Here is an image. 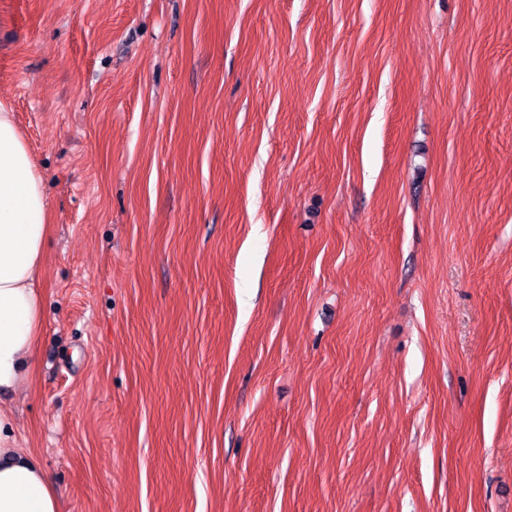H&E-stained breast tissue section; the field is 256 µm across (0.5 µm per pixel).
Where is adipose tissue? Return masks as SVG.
<instances>
[{"instance_id": "adipose-tissue-1", "label": "adipose tissue", "mask_w": 512, "mask_h": 512, "mask_svg": "<svg viewBox=\"0 0 512 512\" xmlns=\"http://www.w3.org/2000/svg\"><path fill=\"white\" fill-rule=\"evenodd\" d=\"M49 233L41 171L13 112L0 105V391L16 388L42 330ZM0 512H59L57 494L0 409Z\"/></svg>"}]
</instances>
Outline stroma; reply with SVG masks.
<instances>
[{
  "label": "stroma",
  "instance_id": "1",
  "mask_svg": "<svg viewBox=\"0 0 512 512\" xmlns=\"http://www.w3.org/2000/svg\"><path fill=\"white\" fill-rule=\"evenodd\" d=\"M0 102L60 512H512V0H0Z\"/></svg>",
  "mask_w": 512,
  "mask_h": 512
}]
</instances>
